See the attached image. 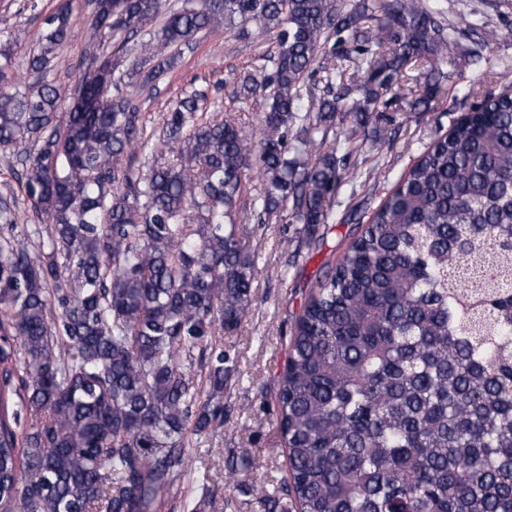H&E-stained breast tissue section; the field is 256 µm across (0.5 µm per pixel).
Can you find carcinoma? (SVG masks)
<instances>
[{
  "label": "carcinoma",
  "mask_w": 512,
  "mask_h": 512,
  "mask_svg": "<svg viewBox=\"0 0 512 512\" xmlns=\"http://www.w3.org/2000/svg\"><path fill=\"white\" fill-rule=\"evenodd\" d=\"M96 48L66 91L45 79L72 33L71 0L21 62L0 49V155L23 169L51 222L47 252L0 245V512H166L191 436L224 421L234 358L216 336L248 313L253 231L239 223L250 159L258 224L290 210L327 224L344 175L317 138L337 110L366 127L379 89L430 64L428 106L450 50L428 0H91ZM218 28L275 30L259 84L261 137L191 84L163 118L158 154L139 100ZM363 68L329 70L316 119L304 79L332 36ZM36 77L22 85L16 72ZM69 103L68 118L59 109ZM294 156L287 157L291 128ZM199 365L206 399L192 377ZM298 512H512V89L485 98L386 190L368 225L312 291L276 386Z\"/></svg>",
  "instance_id": "carcinoma-1"
}]
</instances>
